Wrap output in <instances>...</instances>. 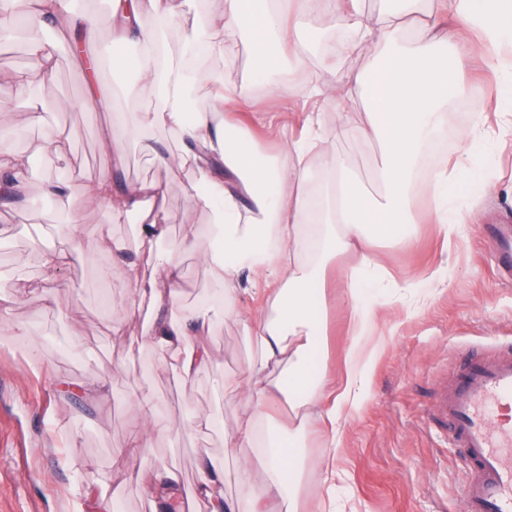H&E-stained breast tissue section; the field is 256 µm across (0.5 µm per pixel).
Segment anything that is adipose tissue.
Returning a JSON list of instances; mask_svg holds the SVG:
<instances>
[{
    "mask_svg": "<svg viewBox=\"0 0 512 512\" xmlns=\"http://www.w3.org/2000/svg\"><path fill=\"white\" fill-rule=\"evenodd\" d=\"M381 2L380 12L373 15L365 0H224L222 22L196 18L189 42L206 41L210 53L226 56L232 52L231 41L247 38L253 67L262 74L277 67L276 47L293 43L300 20L312 13L335 17L340 54L366 59L338 85L314 82L294 91L302 99L359 93L362 125L342 112L305 113L300 132L282 127L279 154L265 159L254 152L243 129L220 117L221 111L241 106L233 87L214 80L211 110L193 108L190 91L198 74L184 58L170 55L166 44L169 29L191 0H132L130 11L83 14L74 13L69 0H36L34 11L22 15L15 11L16 0H0V26L22 29L46 81L55 76L61 45H71L69 58L75 66L94 72L104 57L97 47L102 29L116 32L117 45L134 43L139 79L133 92L154 106L127 126L111 115L98 132L99 142L116 163L123 159L124 142L133 141L162 168L193 167L201 179L188 186V198L209 213L215 226L201 258L217 298L181 305L178 253L194 247L196 234H185L167 256L156 254L172 220L160 184L144 180L121 193L113 188L111 171H103L87 192L111 221L98 224L92 211L67 212L58 247L44 257L38 286L42 298L53 301L58 274L72 257L93 264L100 254L123 252L111 223L139 213V259L124 269L131 301L119 306L111 331L124 335L142 305L161 312L145 341L160 365L188 385L212 361L206 336L222 315L239 318L253 354L242 374L221 377L216 387L227 399H245L247 412L225 429L224 446L235 456L239 487L250 489L254 476H262L275 512H299L298 430L317 419L331 448H340L344 416L365 396L375 354L371 330L376 293L395 290L415 296L424 286L420 280H394L370 247L380 241L395 247L412 242L419 217L411 186L426 143L442 126L449 96L465 95L482 106L461 131L454 155L428 182L430 218L445 241L460 233L468 188L495 184L494 162L501 147L489 142V120L512 130V0H436V16L444 24L431 37L405 31L407 22L424 14L427 0ZM146 15L153 20L148 28L142 24ZM471 54L491 69L494 97H486L480 85L461 84L460 64ZM155 128L174 134L181 152L159 154L147 135ZM335 136L377 144V193H367L349 176L345 162L327 150ZM317 157L322 160L318 168L313 165ZM93 222L98 235L90 240L82 228ZM348 252L360 256L345 281L352 341L344 371L330 378L316 364L325 334L321 292L329 260ZM283 400L291 414L287 424L277 426L271 410ZM240 448L249 449V456H237ZM137 479L159 512L182 499L177 470L142 471ZM194 494L209 512H243L240 499L224 491L223 464L211 458L198 466Z\"/></svg>",
    "mask_w": 512,
    "mask_h": 512,
    "instance_id": "obj_1",
    "label": "adipose tissue"
}]
</instances>
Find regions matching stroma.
<instances>
[{
    "instance_id": "stroma-1",
    "label": "stroma",
    "mask_w": 512,
    "mask_h": 512,
    "mask_svg": "<svg viewBox=\"0 0 512 512\" xmlns=\"http://www.w3.org/2000/svg\"><path fill=\"white\" fill-rule=\"evenodd\" d=\"M335 26L329 15L302 19L297 43L281 50L282 67L264 79L251 72L247 42L238 43L232 59L202 57L197 68L204 78L193 90L195 108H209L214 88L207 76L219 73L226 84L237 87L244 102L233 120L245 124L251 113L266 115L264 124L252 130L253 149L276 153L281 127L297 126L301 111L335 108L329 99L303 103L289 96V89L312 81L334 85L346 69L364 64L363 59L332 53L326 33ZM18 73L29 75L45 104L41 123L29 120L28 105L17 96L13 77ZM97 84L115 111L132 116L146 110V102L128 95L126 73L118 64L105 62ZM87 85L86 73L65 58L52 80H42L23 38H0V134L10 152L39 165L26 195L0 202V281L17 298L0 320V512H96L93 499L79 489L97 472L112 476L107 496L114 512H153L133 472L171 467L180 472L185 488H192L201 456L223 459L224 433L204 428L173 443L160 430L153 435L150 455H131L129 444L141 426L136 401L154 399L161 428L188 411L216 415L228 424L243 411L213 388L214 378L239 373L250 356L249 339L234 316L221 319L207 336L212 364L188 390L142 342L150 313L132 322L125 335L112 334L108 307L124 300L123 264L138 255L137 213L112 225L113 235L126 245L122 256L101 255L95 266L71 259L59 273L52 304L30 290L42 278L43 257L60 219L58 208L45 203L47 179L65 180L72 206L94 211L98 205L85 187L108 168L120 192L145 179L160 183L175 222L157 250L168 253L183 233L199 231L197 250L180 256L184 300L209 301L214 295L200 260L210 241L211 218L194 208L185 193L196 173L160 168L133 145L126 149L124 166L113 167L97 137L104 114L84 102ZM56 128L65 131L67 144L62 159L51 165L41 146L45 134ZM330 148L346 158L365 191L377 192L374 142L338 137ZM495 175L501 187L475 193L473 216L451 248H444L438 225L427 220L417 225L410 247L382 241L375 245V256L395 280L418 279L444 264L448 282L428 284L422 298L386 296L372 337L377 351L366 396L344 421L338 452L330 451L317 422L299 432L303 512L323 500L320 477L329 463L341 477L338 512H463L466 458L432 418L430 396L465 353L512 345V282L499 281L490 246L479 230L483 224H512V194L505 190L512 183V147L498 156ZM356 263L352 256L330 262L322 313L328 341L323 363L331 374L340 371L350 343L339 281ZM104 266L111 267V279L102 278ZM97 383L103 391L89 392V385Z\"/></svg>"
}]
</instances>
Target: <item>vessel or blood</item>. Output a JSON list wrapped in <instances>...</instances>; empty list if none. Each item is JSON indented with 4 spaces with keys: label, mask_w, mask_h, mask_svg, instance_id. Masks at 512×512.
I'll return each instance as SVG.
<instances>
[{
    "label": "vessel or blood",
    "mask_w": 512,
    "mask_h": 512,
    "mask_svg": "<svg viewBox=\"0 0 512 512\" xmlns=\"http://www.w3.org/2000/svg\"><path fill=\"white\" fill-rule=\"evenodd\" d=\"M484 233L501 278L512 281V224H488ZM431 410L469 460L466 512H512V352L465 360L452 381L435 386Z\"/></svg>",
    "instance_id": "vessel-or-blood-1"
}]
</instances>
